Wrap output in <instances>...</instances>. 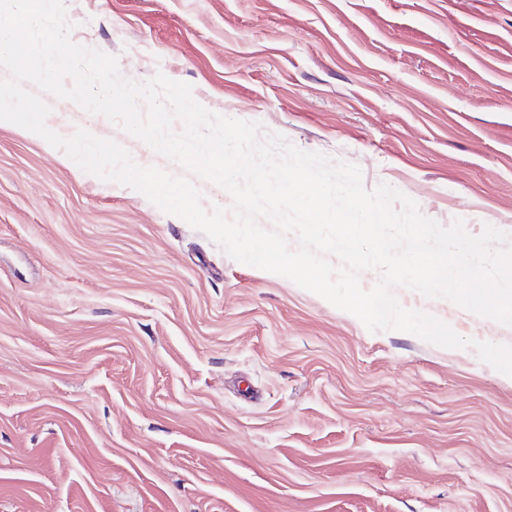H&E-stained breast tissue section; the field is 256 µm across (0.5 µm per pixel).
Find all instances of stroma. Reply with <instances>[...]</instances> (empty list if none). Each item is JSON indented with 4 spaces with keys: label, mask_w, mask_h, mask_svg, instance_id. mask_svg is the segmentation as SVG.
I'll list each match as a JSON object with an SVG mask.
<instances>
[{
    "label": "stroma",
    "mask_w": 512,
    "mask_h": 512,
    "mask_svg": "<svg viewBox=\"0 0 512 512\" xmlns=\"http://www.w3.org/2000/svg\"><path fill=\"white\" fill-rule=\"evenodd\" d=\"M122 78L360 166L512 248V0H66ZM47 126L188 171L40 91ZM459 335L512 327L395 288ZM0 512H512V375L370 331L0 126Z\"/></svg>",
    "instance_id": "stroma-1"
}]
</instances>
